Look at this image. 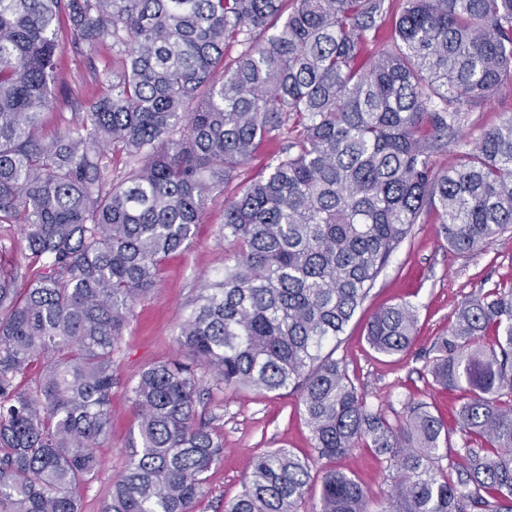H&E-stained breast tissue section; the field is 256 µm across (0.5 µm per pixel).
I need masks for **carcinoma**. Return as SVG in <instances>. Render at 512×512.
Segmentation results:
<instances>
[{
    "mask_svg": "<svg viewBox=\"0 0 512 512\" xmlns=\"http://www.w3.org/2000/svg\"><path fill=\"white\" fill-rule=\"evenodd\" d=\"M62 17L73 43L115 61L45 139ZM507 81L512 0H0V224L20 226L33 271L21 288V267L0 265V512H80L133 305L265 141L279 151L224 208L233 264L179 325L188 360L129 387L137 435L102 512H194L224 452L197 405L230 387L291 389L317 458L371 448L395 471L375 500L325 469L311 512H512V283L460 306L433 343V384L459 393L451 427L423 401L394 421L370 409L336 358L425 216L459 256L512 230V116L433 166ZM415 324L411 305L383 307L368 343L403 355ZM314 464L254 456L224 512H301Z\"/></svg>",
    "mask_w": 512,
    "mask_h": 512,
    "instance_id": "carcinoma-1",
    "label": "carcinoma"
}]
</instances>
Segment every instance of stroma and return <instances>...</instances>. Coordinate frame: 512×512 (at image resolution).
Wrapping results in <instances>:
<instances>
[{"label":"stroma","mask_w":512,"mask_h":512,"mask_svg":"<svg viewBox=\"0 0 512 512\" xmlns=\"http://www.w3.org/2000/svg\"><path fill=\"white\" fill-rule=\"evenodd\" d=\"M60 42L53 101L42 117L41 131L48 137L63 131L71 121L70 100L96 91L95 71L112 64L108 47L89 52L75 49L69 37H61ZM511 112L512 85L506 84L498 90L492 105L468 113L463 133L475 138ZM278 149V142L263 143L241 168L238 178L210 196L192 244L163 262L155 289L137 301L121 349L115 355L111 430L97 450L102 469L78 490L83 512H100L102 500L124 469L126 450L137 432L138 414L127 397V386L152 363L179 356L181 320L189 314L199 288L222 272L224 259L232 252L231 245L221 237L226 201L261 175ZM509 281L512 232L505 233L486 251L463 258L449 250L439 224L432 218L414 225L411 236L392 255L347 326L336 352L368 407L381 410L393 420L402 415L407 399L414 398L432 403L445 419H452L458 405L456 394L434 386L428 373L432 342L446 332L462 302L478 296L481 289ZM405 302L417 311L412 348L396 357L377 354L366 339L369 316L381 307ZM208 411L218 417L216 426L224 440V455L208 473L206 492L196 512H224L225 501L241 493L242 472L254 455L275 448H287L302 457L314 454L303 407L297 395L288 391L262 393L228 388L215 395ZM335 466L354 475L374 496L387 490L392 477L386 462L368 448L355 449L337 459Z\"/></svg>","instance_id":"stroma-1"}]
</instances>
